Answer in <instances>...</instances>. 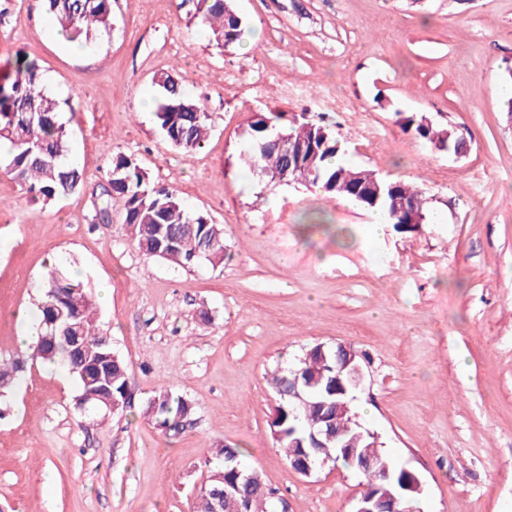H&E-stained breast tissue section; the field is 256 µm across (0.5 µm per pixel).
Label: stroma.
<instances>
[{
	"label": "stroma",
	"mask_w": 512,
	"mask_h": 512,
	"mask_svg": "<svg viewBox=\"0 0 512 512\" xmlns=\"http://www.w3.org/2000/svg\"><path fill=\"white\" fill-rule=\"evenodd\" d=\"M245 21L218 47L193 0H113L112 29L75 51L42 0H0V69L18 51L62 118L77 192L30 197L0 170V357L15 353L47 270L109 286L98 326L147 399L170 388L195 407L167 434L138 410L99 420L74 381L34 364L0 420V512H197L224 445L289 512H352L361 476L295 472L272 442L270 376L318 344L366 353L354 402L387 452L418 472L421 512H512V0H231ZM171 71L209 115L203 148L155 123L153 76ZM306 119L345 142L353 167L421 189L419 227L376 235L366 210L312 186L255 178L257 116ZM423 114L463 135L462 157L405 131ZM224 227L228 260L182 268L143 255L123 222L94 218L116 156ZM327 221L304 224V210Z\"/></svg>",
	"instance_id": "1"
}]
</instances>
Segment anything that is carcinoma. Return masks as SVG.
<instances>
[{"label":"carcinoma","mask_w":512,"mask_h":512,"mask_svg":"<svg viewBox=\"0 0 512 512\" xmlns=\"http://www.w3.org/2000/svg\"><path fill=\"white\" fill-rule=\"evenodd\" d=\"M45 7L72 43L89 45L101 32L111 27L112 0H44ZM195 18L210 29L218 45L236 44L242 37L244 22L230 0H196ZM160 101L156 107V123L168 142L179 149L196 150L203 147L208 130V114L202 106L183 92L178 77L159 72L153 77ZM71 106L49 95L42 85L37 61L22 51L15 53L0 73V140L11 144L8 154L0 155V168L13 176L27 191L45 200L79 190L84 182L83 172L66 162L70 153V136L60 119L62 106ZM279 117L271 124L257 120L250 125L249 166L261 175L281 168V155L267 146L277 132L293 136L304 145V152L293 160L296 175L289 181L318 186L337 197L356 199V185H380L378 199L361 203L373 209L387 210L390 222L395 199L406 200L428 222L429 213L422 192L409 184L388 179L374 170L350 166H335L331 159L344 152L343 143L329 128L303 122L282 126ZM405 130L437 149L455 151L457 134L439 126L425 115L405 118ZM124 200V223L130 228L138 249L150 258L167 261L180 267H192L200 262L212 266L224 264V228L205 214L194 212L169 188L153 183L131 156L118 155L112 159L107 183L102 185L96 204V219L111 221V200ZM95 302L91 290L83 281L58 268H51L42 284L38 302L39 318L33 328L34 342L27 349L7 360L0 361V415L9 411V396L20 383L28 366L41 361L64 364L79 386L78 405H93L104 414H122L134 408L128 367L112 349L108 336L95 320ZM60 317V323L75 327L77 341L68 350L58 351L48 339L47 320ZM336 360L329 353L323 358L310 348L297 363L289 365L273 377L280 401L270 423L276 447L288 455L291 442L323 426L321 397L336 379ZM318 377L321 384L314 389L312 405L293 413L288 412V382ZM142 416L163 432L175 434L184 429L193 413V406L182 395L168 389L155 391L144 404ZM334 430L338 437L331 447L351 441L360 432L355 411L334 415ZM377 466L388 465L391 481L382 483L376 470H359L346 458L340 464L361 476L365 495L381 490L395 494L403 492L401 469L384 451L379 450ZM223 463L219 472L244 468L241 452L236 448L219 449ZM249 479L239 484L246 503V512H275V490L269 488L257 471L246 470Z\"/></svg>","instance_id":"1"}]
</instances>
